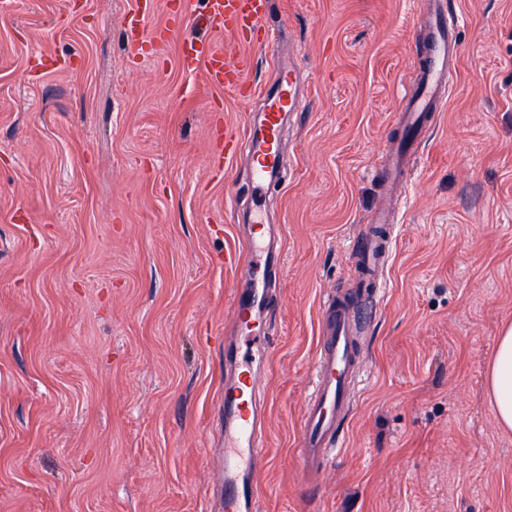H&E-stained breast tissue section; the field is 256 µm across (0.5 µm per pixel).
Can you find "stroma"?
I'll use <instances>...</instances> for the list:
<instances>
[{
  "label": "stroma",
  "instance_id": "obj_1",
  "mask_svg": "<svg viewBox=\"0 0 512 512\" xmlns=\"http://www.w3.org/2000/svg\"><path fill=\"white\" fill-rule=\"evenodd\" d=\"M135 0H0V512H210L224 336L259 274L225 263L253 207L243 102L127 46ZM461 59L402 188L381 312L343 444L297 463L324 299L388 205L397 115L435 0H274V41L235 44L193 6L185 34L250 83L301 63L303 117L264 223L280 244L270 344L242 337L265 398L260 512H512V432L487 394L512 324V0H453Z\"/></svg>",
  "mask_w": 512,
  "mask_h": 512
}]
</instances>
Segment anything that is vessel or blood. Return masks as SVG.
<instances>
[{"mask_svg":"<svg viewBox=\"0 0 512 512\" xmlns=\"http://www.w3.org/2000/svg\"><path fill=\"white\" fill-rule=\"evenodd\" d=\"M272 0H205L206 20L216 30L229 33L239 42L255 44L258 36L269 33L267 24ZM192 0H168L169 20L151 25L157 0H136V7L123 21L130 47L148 42L163 52L171 40H179L182 63L187 72L202 71L208 86L222 88L225 94L239 98L250 89L244 77L248 60H234L217 49L205 36L184 35L179 19L192 8ZM431 44L419 60L418 80L413 92L405 94V110L400 123L412 144L395 157L388 169L395 181H403L416 159L415 140L424 138L431 110L446 96L445 78L460 55L457 25L445 13H436L429 21ZM263 102L261 111L250 115L245 126L225 125L224 161L232 163L247 155L252 166L250 186L255 197L283 179L286 159L280 145L285 120L299 116L307 107L305 88L299 79L297 63L277 65L271 83L253 91ZM394 213L381 211L375 223L350 242L351 250L362 260L360 272L367 287L385 285L384 272L391 256ZM274 238L252 233L244 253H228L227 262L245 257L260 261L274 257ZM272 300L270 279L259 289L237 293L232 311L236 330L244 334L259 328L258 316L266 312ZM377 297H353L345 290L328 295L322 307L320 347L314 361L312 396L302 417L298 441V464L302 473L322 470L329 454L338 447L344 425L349 420L351 399L361 363L360 338L375 320ZM258 380L249 367L239 366L228 357L224 376V469L220 490L214 500L219 512H258L260 489L255 476V461L261 454L263 413L258 403L245 399L246 390L256 389Z\"/></svg>","mask_w":512,"mask_h":512,"instance_id":"b4317fda","label":"vessel or blood"}]
</instances>
